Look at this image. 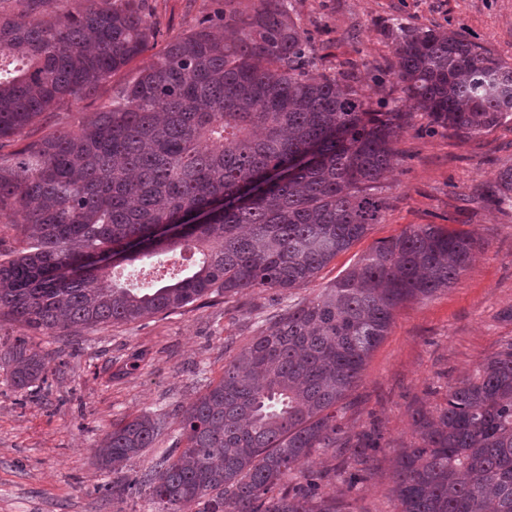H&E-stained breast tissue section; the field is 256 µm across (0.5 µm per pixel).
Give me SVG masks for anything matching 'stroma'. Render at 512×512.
I'll return each mask as SVG.
<instances>
[{
  "mask_svg": "<svg viewBox=\"0 0 512 512\" xmlns=\"http://www.w3.org/2000/svg\"><path fill=\"white\" fill-rule=\"evenodd\" d=\"M256 0H147L159 28L144 52L112 76L98 98L73 97L22 137L0 142L9 154L52 128H71L96 110L99 98L132 80L163 52L169 38L220 10L252 12ZM310 35L319 70L353 71L373 109L386 111L400 91L393 78L395 27L454 31L512 65V0H287ZM401 161L378 188L387 208L380 223L340 253L312 282L287 295L246 290L212 295L170 314L78 332L32 335L0 317V512H155L149 488L116 497V476L98 468L94 450L114 424L145 412L161 416L164 432L127 464L143 475L175 447L184 410L218 381L255 335L263 316L319 294L377 242L417 224L465 230L476 256L450 288L399 308L388 336L371 353L350 392L341 423L349 435L380 436V470L348 495L352 512H395L385 466L409 440L419 405L444 404L449 384L473 373L512 340V212L483 194L512 165V116L467 141L412 113L399 131ZM177 255L122 265L119 283L140 287V274L170 282ZM46 358L47 382L27 396L12 381L4 352L16 340Z\"/></svg>",
  "mask_w": 512,
  "mask_h": 512,
  "instance_id": "stroma-1",
  "label": "stroma"
}]
</instances>
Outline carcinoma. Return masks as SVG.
Listing matches in <instances>:
<instances>
[{"mask_svg":"<svg viewBox=\"0 0 512 512\" xmlns=\"http://www.w3.org/2000/svg\"><path fill=\"white\" fill-rule=\"evenodd\" d=\"M0 14V140L101 85L145 50L156 29L144 0H20ZM402 103L371 109L341 73L319 71L311 38L284 0L218 14L169 39L74 129L0 155V218L21 249L0 260V312L35 334L128 324L212 294L299 288L383 218L377 182L399 158L407 112L468 139L512 113V66L457 32L401 30ZM495 199L512 207V165ZM477 240L419 224L380 242L312 299L268 315L224 375L182 418L179 449L148 474L156 512H349L346 493L375 469L379 436L341 433L337 411L387 336L396 309L450 287ZM188 272L151 288L115 283V266L171 251ZM15 386L35 395L45 357L5 351ZM390 457L396 512H512V341L417 407ZM163 431L143 413L95 448L121 473ZM341 449V465L310 470ZM336 482L345 489L331 495Z\"/></svg>","mask_w":512,"mask_h":512,"instance_id":"1","label":"carcinoma"}]
</instances>
